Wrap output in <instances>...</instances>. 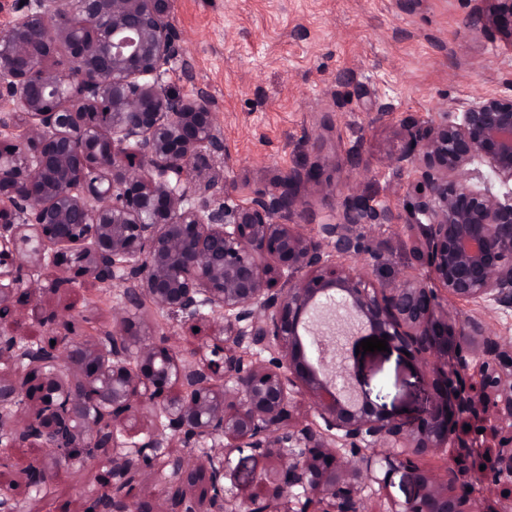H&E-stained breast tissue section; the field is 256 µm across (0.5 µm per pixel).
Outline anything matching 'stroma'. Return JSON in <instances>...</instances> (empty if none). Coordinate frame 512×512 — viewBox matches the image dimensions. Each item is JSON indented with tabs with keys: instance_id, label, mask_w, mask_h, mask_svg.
Instances as JSON below:
<instances>
[{
	"instance_id": "1",
	"label": "stroma",
	"mask_w": 512,
	"mask_h": 512,
	"mask_svg": "<svg viewBox=\"0 0 512 512\" xmlns=\"http://www.w3.org/2000/svg\"><path fill=\"white\" fill-rule=\"evenodd\" d=\"M476 6L477 0H176L192 76L172 66L165 86L183 95L204 86L217 104L224 156L210 169L232 202L318 163L326 187L301 189L300 223L335 220L338 202L349 195L393 210L398 223L373 227L354 260L380 286L418 269L402 222L416 175L390 164L405 146L403 120L423 123L512 91V49L466 25ZM383 103L389 111L382 116ZM355 152L361 168L343 169ZM378 246L387 265L370 258ZM120 299L119 289L85 285L64 301H47L45 311L93 336L111 325ZM210 333L170 314L158 318L154 340L192 346ZM349 366L387 413L408 422L424 416L429 369L421 360L394 349L353 355ZM23 457L18 450L0 454V488L23 498L29 512H85L108 471L100 458L63 467L50 486L28 489L17 483ZM271 471L269 458L244 448L232 455L224 484L245 497L256 492L255 477Z\"/></svg>"
}]
</instances>
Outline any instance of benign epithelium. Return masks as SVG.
<instances>
[{
	"mask_svg": "<svg viewBox=\"0 0 512 512\" xmlns=\"http://www.w3.org/2000/svg\"><path fill=\"white\" fill-rule=\"evenodd\" d=\"M23 2L0 27V139L13 141L0 148V324L79 284L121 292L92 339L68 320L50 342L0 328V446L43 450L26 486L107 456L112 485L87 512H281L292 497L299 512H369L367 490L402 467L417 493L387 512H480L456 462L475 453L463 416L492 441L479 482L512 486V341L486 319L512 312V195L480 185L512 186V94L403 121L393 165L417 174L405 227L424 273L378 287L353 259L392 210L350 195L333 224L288 223L298 186L324 190L321 165L228 204L206 172L224 154L212 97L164 85L184 55L174 0ZM467 25L512 47V0H480ZM442 291L472 307L454 327ZM164 313L220 330L184 353L150 340ZM342 323L429 366L424 417L397 420L359 392ZM130 418L149 426L125 450ZM201 444L200 457L176 451ZM241 448L275 463L248 499L224 489ZM441 451L440 473L413 461ZM164 469L152 498L128 492Z\"/></svg>",
	"mask_w": 512,
	"mask_h": 512,
	"instance_id": "1",
	"label": "benign epithelium"
}]
</instances>
